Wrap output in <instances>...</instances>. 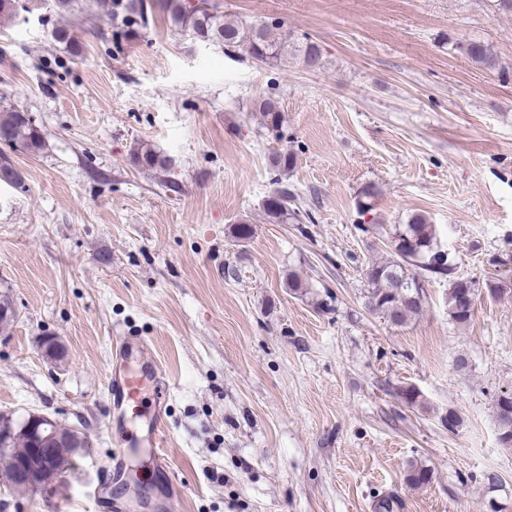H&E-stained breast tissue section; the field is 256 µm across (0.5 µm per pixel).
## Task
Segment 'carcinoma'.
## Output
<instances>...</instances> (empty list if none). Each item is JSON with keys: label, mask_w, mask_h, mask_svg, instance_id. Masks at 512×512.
I'll return each instance as SVG.
<instances>
[{"label": "carcinoma", "mask_w": 512, "mask_h": 512, "mask_svg": "<svg viewBox=\"0 0 512 512\" xmlns=\"http://www.w3.org/2000/svg\"><path fill=\"white\" fill-rule=\"evenodd\" d=\"M16 0H0V22L11 21L23 10L31 13L38 9V0H25L22 8ZM88 8L100 7L112 17V38L131 41L149 22V12L158 6L167 15L170 24L191 41L214 47L238 48L251 58L263 63L286 64L297 59L311 71L322 67L323 55L314 42L298 43L292 34L277 22L262 19L245 20L224 15L211 0H87ZM53 40L65 45L74 56L82 55L83 43L77 40L65 23H57L52 30ZM465 55L476 63L494 64L489 49L481 43L463 47ZM255 111L261 114L268 133L278 137L284 115L276 102L265 99L258 102ZM0 145L12 151L37 155L46 148L45 132L41 126L27 119L25 111L11 106L0 110ZM129 164L141 171L166 175L172 161L145 141H137L130 148ZM297 153L279 150L270 156L275 175V188L263 199V210L268 221L277 224H308L313 222L308 210L294 205L299 194L284 184L282 178L297 165ZM0 183L22 186L20 172L12 159L0 152ZM378 192L373 186L364 187L357 195L356 208L361 215L375 210ZM392 257L386 262L373 263L365 269L367 282L366 307L381 314L395 324H404L422 310L423 280L421 274L448 279V317L458 327L467 325L473 317L476 300H468L464 289L484 288L490 296L501 295L512 288V254L500 255L492 265L503 267L505 276L487 279L479 284L455 275V263L449 253L437 242L434 225L425 215L416 213L405 224H394L386 231ZM18 319L10 297L0 295V333L8 331ZM397 399L412 409H427V403L414 387L398 389ZM499 442L512 447V392L508 398L499 394L494 400ZM92 446L88 435L79 431L53 447L45 466L62 479L73 469V461L80 451ZM31 448V429H23L18 422L0 417V483L19 496L29 492L28 487L14 479L17 462L26 457ZM432 480V472L424 466L411 465L406 471V482L422 487Z\"/></svg>", "instance_id": "obj_1"}]
</instances>
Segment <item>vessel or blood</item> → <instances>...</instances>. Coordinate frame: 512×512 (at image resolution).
<instances>
[{
    "instance_id": "obj_1",
    "label": "vessel or blood",
    "mask_w": 512,
    "mask_h": 512,
    "mask_svg": "<svg viewBox=\"0 0 512 512\" xmlns=\"http://www.w3.org/2000/svg\"><path fill=\"white\" fill-rule=\"evenodd\" d=\"M113 372L109 388L110 402L117 411L120 429L129 423L146 420L144 429L132 432V446L150 449L152 467L148 479L168 475L169 467L160 452L164 433L167 386L147 343L136 336L113 339Z\"/></svg>"
}]
</instances>
